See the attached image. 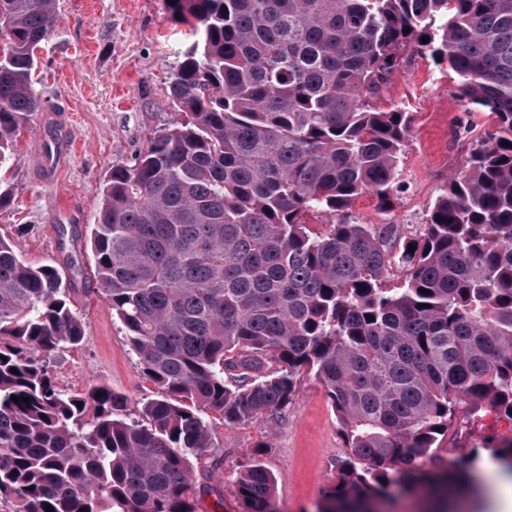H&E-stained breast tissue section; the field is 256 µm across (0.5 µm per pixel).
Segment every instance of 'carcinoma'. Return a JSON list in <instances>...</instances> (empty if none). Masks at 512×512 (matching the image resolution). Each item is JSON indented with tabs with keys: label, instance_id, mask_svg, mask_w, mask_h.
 <instances>
[{
	"label": "carcinoma",
	"instance_id": "obj_1",
	"mask_svg": "<svg viewBox=\"0 0 512 512\" xmlns=\"http://www.w3.org/2000/svg\"><path fill=\"white\" fill-rule=\"evenodd\" d=\"M162 5L194 37L171 76L181 119L105 176L89 232L157 395L133 418L108 387L60 389L49 359L82 341L81 320L58 270L0 238V500L198 512L194 466L218 465L202 413L274 416L305 373L345 448L316 512H379L393 484L438 501L474 488L476 451L431 464L458 416L512 421V0ZM55 22L56 0H0V165L44 109L33 74ZM425 49L489 127L402 243L353 207L393 205L412 116L377 99ZM393 256L405 273L387 288ZM265 453L236 479L245 512H278Z\"/></svg>",
	"mask_w": 512,
	"mask_h": 512
}]
</instances>
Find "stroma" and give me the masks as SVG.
<instances>
[{
    "instance_id": "35a3bbf8",
    "label": "stroma",
    "mask_w": 512,
    "mask_h": 512,
    "mask_svg": "<svg viewBox=\"0 0 512 512\" xmlns=\"http://www.w3.org/2000/svg\"><path fill=\"white\" fill-rule=\"evenodd\" d=\"M191 42L187 27L171 21L162 0H57L54 32L37 52L34 74L45 109L22 131L13 159L0 168V180L13 192L11 206L0 211V236L15 243L26 264L59 269L83 324L81 343L53 360L58 386L71 394L109 386L125 398L133 417L158 388L113 319L83 242L103 176L129 164L160 127L177 121L169 85ZM379 105L400 107L413 117L400 165L405 191L388 214L378 212L369 194L357 200L354 212L362 223L396 224L402 236L414 238L423 233L428 208L449 174L462 168L465 129L483 131L485 118L463 99L447 63L428 52L409 55ZM73 256L78 266L70 265ZM208 423L219 464L194 471L197 486L206 489L199 512H244L235 480L247 452L260 443L269 446L262 461L276 478L279 512H315L335 480L344 445L313 376H301L293 403L278 416L228 427L214 414ZM509 440L510 421L489 415L473 425L458 423L443 439L439 459L447 461L459 448L475 450L476 469L495 487L508 475L493 451Z\"/></svg>"
}]
</instances>
